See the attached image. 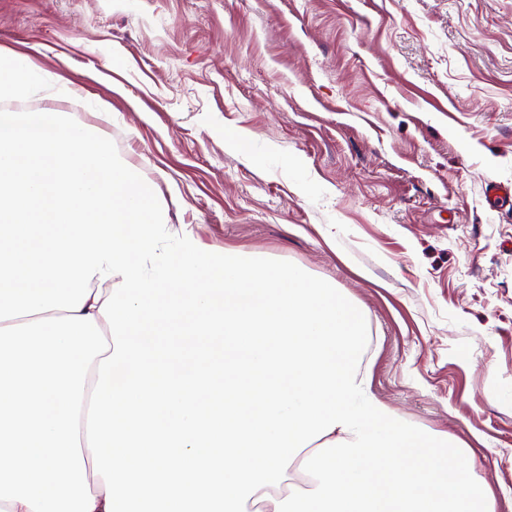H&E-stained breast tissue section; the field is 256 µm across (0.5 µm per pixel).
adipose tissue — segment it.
<instances>
[{
    "label": "adipose tissue",
    "instance_id": "1",
    "mask_svg": "<svg viewBox=\"0 0 512 512\" xmlns=\"http://www.w3.org/2000/svg\"><path fill=\"white\" fill-rule=\"evenodd\" d=\"M45 92L52 97L78 99L80 87L62 80L48 81L40 68L27 57L15 53H0V99L23 100Z\"/></svg>",
    "mask_w": 512,
    "mask_h": 512
}]
</instances>
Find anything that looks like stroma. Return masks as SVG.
<instances>
[{
	"label": "stroma",
	"mask_w": 512,
	"mask_h": 512,
	"mask_svg": "<svg viewBox=\"0 0 512 512\" xmlns=\"http://www.w3.org/2000/svg\"><path fill=\"white\" fill-rule=\"evenodd\" d=\"M0 51L82 88L54 108L171 231L362 307L375 397L512 512V0H0Z\"/></svg>",
	"instance_id": "1"
}]
</instances>
